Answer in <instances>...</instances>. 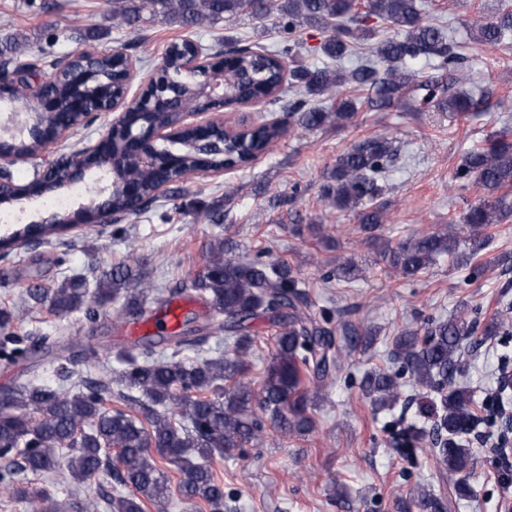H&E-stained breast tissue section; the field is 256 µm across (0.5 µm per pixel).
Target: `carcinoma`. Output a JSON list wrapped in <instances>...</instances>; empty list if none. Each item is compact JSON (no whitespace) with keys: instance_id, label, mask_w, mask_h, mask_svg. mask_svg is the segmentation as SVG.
<instances>
[{"instance_id":"cac0c4a2","label":"carcinoma","mask_w":512,"mask_h":512,"mask_svg":"<svg viewBox=\"0 0 512 512\" xmlns=\"http://www.w3.org/2000/svg\"><path fill=\"white\" fill-rule=\"evenodd\" d=\"M419 0H366L365 12L357 0H112V22L117 29L144 20L143 10L189 32V38L170 44V54L162 59L166 73L179 83L180 105L193 111L200 100L192 80H183L184 61L197 53L207 56L212 48L202 44L196 30L249 15L255 19H276L282 35L278 48L237 47L235 56L224 64V100L232 106H246L258 96L276 101L289 96L288 116L297 115L311 127H342L358 112V103L339 96L340 88L352 85L367 92V104L376 111L396 102L407 112L418 111L419 100L431 101L441 110L479 112L489 95L460 90V56L448 45V35L428 23L418 6ZM371 17L384 20L402 33L385 38L370 48L358 65L342 66L355 44L375 35L367 25ZM313 25L329 32L319 52L336 63L331 67L296 64L302 44L298 32ZM512 30V13L503 12L482 24L478 41L494 49ZM55 38L40 50L36 59L55 71L46 87L57 106L60 127L74 124L71 100L79 85L71 78L75 70L90 71L96 79L112 84L121 94L131 78L125 61L108 50L86 47L61 72L56 68L63 58L53 50ZM425 58L437 62L442 74L427 83H417L406 70L409 60ZM27 45L14 42L0 47V70L27 80L34 66ZM423 90V97L417 91ZM287 127L279 122L262 125L244 138L235 133L224 137V153L202 155L192 145L197 133L186 130L173 150L182 155L178 169H142L134 155L126 157L122 178L138 186L139 199L133 200L116 186L104 198L95 199L91 210L99 212L108 224L112 215L137 216L148 211L158 199V188L173 186L186 179V173L202 168L241 169L283 137ZM395 156L392 141L386 137L365 140L336 158L319 191L327 206L353 214L361 230H373L386 221L384 207L376 203L384 186L378 177ZM66 165L60 164L47 182L32 192L53 194L67 187ZM454 182L461 188L475 183L484 198L470 206L465 225L450 224L442 232L420 234L393 248H386L383 259L406 276H415L448 256L453 264L468 271L475 280L484 273L477 263L484 235L482 231L512 217V129L504 128L490 136L482 148L469 150L457 165ZM469 235L461 239L462 229ZM207 270L190 282L179 285V292L192 291L204 297L209 313L189 335L154 340L144 337L138 348L116 347L114 359L121 369L103 380L89 381L73 391L47 385L21 384L4 392L0 401V458L15 452L19 459L0 467V490L26 501L29 512H63L47 487L32 488L23 476L51 472L65 466L78 486L89 485L101 474L113 477L129 488L126 494L103 496L109 512H145L147 505H159L171 494L165 465L172 464L181 474L177 493L191 506L207 512H224V484L214 472L199 463L215 455L228 454L249 443L261 441L263 424L250 414L256 403L269 416L275 428L288 434L305 435L314 428L310 409L316 406L326 379L340 367L356 346H341L330 319L312 310L308 292L284 262L243 259L232 254V247L219 238L207 252ZM139 261H127L106 273L107 287L98 297H125L123 311L146 313V305L161 302L151 281L137 272ZM360 268L351 260L336 265L332 276L351 280ZM87 295L83 283L65 281L47 295L32 288L36 302L49 300L58 313L79 309ZM269 318L277 327L274 352L261 387L254 389L243 380L253 351L252 322ZM11 316L0 312V358L24 354L17 337L8 332ZM512 326V310L507 308L488 319L483 339L492 338ZM215 330L232 338L231 352L201 362H188L184 352L203 346ZM477 325L459 312L448 320L431 324L424 332L406 330L393 339L392 354L415 383L436 391L441 413L435 427L448 438V447L438 448L444 469L465 473L472 463L471 450L458 440L478 424L474 415L473 391L456 383L463 358L462 341L476 333ZM364 395L378 410L395 404L400 387L395 373L379 369L367 375ZM138 404L135 414L112 408V403ZM420 512H441L437 495L423 490L417 501Z\"/></svg>"}]
</instances>
